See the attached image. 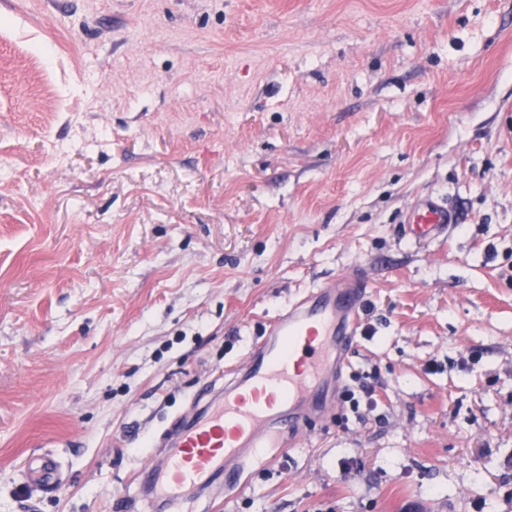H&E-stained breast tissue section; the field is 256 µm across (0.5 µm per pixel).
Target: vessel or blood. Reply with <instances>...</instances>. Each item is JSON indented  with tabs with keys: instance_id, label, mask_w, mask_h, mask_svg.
Masks as SVG:
<instances>
[{
	"instance_id": "b4317fda",
	"label": "vessel or blood",
	"mask_w": 512,
	"mask_h": 512,
	"mask_svg": "<svg viewBox=\"0 0 512 512\" xmlns=\"http://www.w3.org/2000/svg\"><path fill=\"white\" fill-rule=\"evenodd\" d=\"M455 221L447 205L429 199L412 211L410 234L418 241L433 239ZM366 288L363 274L353 269L292 303L225 385L222 402L207 403L171 431L163 441V466L137 471L136 480L154 497L172 502L220 477L225 496H233L259 449L287 447L289 433L329 402L325 379L343 368L357 339ZM27 471L37 483L57 480L48 457L29 462Z\"/></svg>"
}]
</instances>
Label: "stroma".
Wrapping results in <instances>:
<instances>
[{"label":"stroma","mask_w":512,"mask_h":512,"mask_svg":"<svg viewBox=\"0 0 512 512\" xmlns=\"http://www.w3.org/2000/svg\"><path fill=\"white\" fill-rule=\"evenodd\" d=\"M354 268L326 385L374 403L150 503L149 439ZM0 512H512V0H0ZM455 222L456 217L448 205L427 199L411 213L410 235L419 242L433 239L447 232ZM26 467L34 482L52 484L57 480V470L51 458L45 457L38 461L27 462Z\"/></svg>","instance_id":"obj_1"}]
</instances>
